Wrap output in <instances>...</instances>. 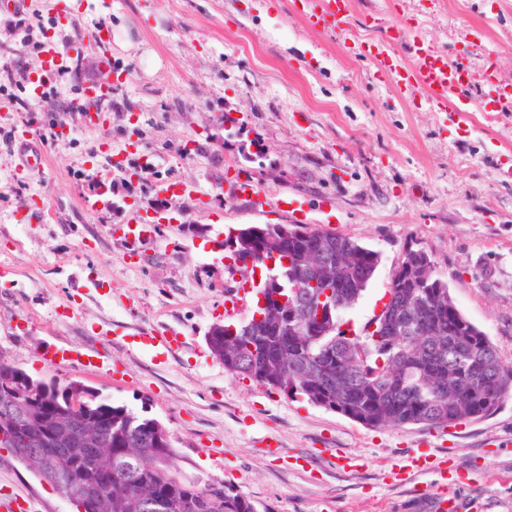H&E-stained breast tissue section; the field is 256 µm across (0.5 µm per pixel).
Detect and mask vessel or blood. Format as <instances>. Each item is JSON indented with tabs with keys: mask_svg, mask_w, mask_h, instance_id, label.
<instances>
[{
	"mask_svg": "<svg viewBox=\"0 0 512 512\" xmlns=\"http://www.w3.org/2000/svg\"><path fill=\"white\" fill-rule=\"evenodd\" d=\"M300 14L311 24L332 35L345 36L349 31L351 19V0H297ZM385 41L374 44L372 57L378 67L393 80L403 81L425 91L434 105L453 102L455 111H465L471 104L468 95L474 82V72L465 56L448 58L424 41L412 38L406 30L391 26L385 31ZM92 39L98 49V62L104 68L112 66V34L106 26L95 28ZM407 44L412 49L410 62H403L395 51L396 46ZM69 54L58 50L55 40H48L42 54L40 72L31 75L26 92L30 98H41L47 84L61 70L68 68ZM112 86L87 82L79 90L78 106L82 112L84 126L94 127L100 124L103 114L98 105L111 97ZM481 109L489 112H508L512 110V82L500 85L494 92L484 93L479 101ZM129 227L125 233L127 253L136 257L139 245L149 237L158 215L149 211L135 210L128 218ZM140 345L152 348L155 354L170 353L183 344V334L174 329L157 330L146 327L137 331Z\"/></svg>",
	"mask_w": 512,
	"mask_h": 512,
	"instance_id": "obj_1",
	"label": "vessel or blood"
}]
</instances>
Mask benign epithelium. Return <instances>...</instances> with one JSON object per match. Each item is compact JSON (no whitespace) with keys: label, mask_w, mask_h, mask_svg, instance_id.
<instances>
[{"label":"benign epithelium","mask_w":512,"mask_h":512,"mask_svg":"<svg viewBox=\"0 0 512 512\" xmlns=\"http://www.w3.org/2000/svg\"><path fill=\"white\" fill-rule=\"evenodd\" d=\"M45 390L55 394L58 411L54 414L39 410L38 398ZM0 402L6 411L0 419V446L7 447L25 421L37 415L41 427L23 453L25 462L42 480L54 482L64 499L82 502L83 512H102L106 490L78 484L70 477L78 459H88L98 471L112 475L111 432L89 416L103 409L98 395L77 380L36 381L16 366L0 375Z\"/></svg>","instance_id":"7a95c632"}]
</instances>
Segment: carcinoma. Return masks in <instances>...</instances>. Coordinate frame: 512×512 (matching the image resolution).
<instances>
[{
  "instance_id": "obj_1",
  "label": "carcinoma",
  "mask_w": 512,
  "mask_h": 512,
  "mask_svg": "<svg viewBox=\"0 0 512 512\" xmlns=\"http://www.w3.org/2000/svg\"><path fill=\"white\" fill-rule=\"evenodd\" d=\"M244 258L279 252L293 268L296 292H333L336 310L288 327L291 302L272 299L267 318L243 336L212 337L224 370L283 395L309 402L371 428H447L491 415L512 394V367L455 305L448 284L422 249H409L388 288L386 312L372 332H347L343 315L360 299L379 254L342 234H297L291 224L242 228ZM156 420L112 406V496L103 512H257L245 495L222 482L188 481L175 465L172 440L156 436Z\"/></svg>"
}]
</instances>
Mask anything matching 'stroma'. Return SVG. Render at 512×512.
<instances>
[{
  "mask_svg": "<svg viewBox=\"0 0 512 512\" xmlns=\"http://www.w3.org/2000/svg\"><path fill=\"white\" fill-rule=\"evenodd\" d=\"M88 3L63 25L49 0H32L18 16L0 12V68L41 66L11 29L23 16L35 35L51 29L59 40L108 25L112 66L128 75L104 125L85 128L73 101L83 82L106 75L86 45L79 71L52 83L73 132L44 145V168L25 176L15 167L30 116L14 101L0 116V354L34 377L81 381L157 419L184 479L224 482L258 512H434L446 494L467 512H512V395L491 416L455 427L368 428L229 374L205 343L233 286L229 229L297 224L378 252L345 315L355 326L375 315L406 249H422L459 310L512 365V125L475 108L460 117L438 111L359 51L384 37L368 16L415 26L438 50L471 58L477 95L512 80V0H352L343 38L295 17L291 0ZM134 127L128 157L151 155L152 174L136 181L113 170L107 208L84 210L95 172ZM237 178L265 205L234 193ZM169 180L197 186L202 198L163 197L159 185ZM30 196L53 221L34 210L16 222ZM134 207L177 220L158 225L131 265L112 227ZM66 303L77 318L62 317ZM141 326L177 329L184 345L155 356L132 341ZM61 348L98 351L120 372L47 360ZM271 438L281 456L266 454ZM424 442L432 456L452 457L458 485L435 469L403 472ZM1 485L32 499L36 512H74L5 448Z\"/></svg>",
  "mask_w": 512,
  "mask_h": 512,
  "instance_id": "stroma-1",
  "label": "stroma"
}]
</instances>
